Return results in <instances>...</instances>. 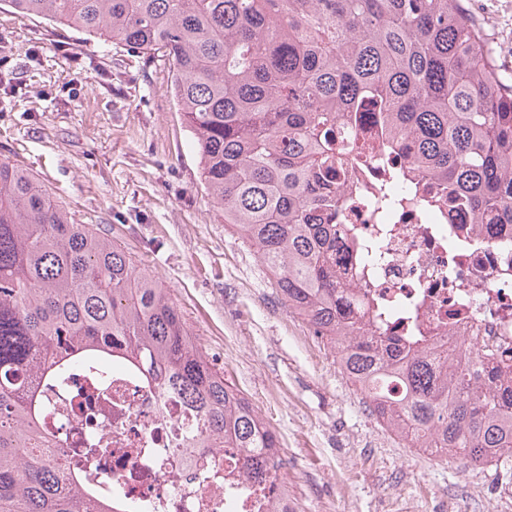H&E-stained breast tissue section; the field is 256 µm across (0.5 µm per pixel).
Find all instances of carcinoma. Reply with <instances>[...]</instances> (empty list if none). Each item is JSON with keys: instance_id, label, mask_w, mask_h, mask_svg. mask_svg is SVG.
<instances>
[{"instance_id": "obj_1", "label": "carcinoma", "mask_w": 512, "mask_h": 512, "mask_svg": "<svg viewBox=\"0 0 512 512\" xmlns=\"http://www.w3.org/2000/svg\"><path fill=\"white\" fill-rule=\"evenodd\" d=\"M167 67L214 205L326 340L378 423L474 465L512 457V380L478 352L407 344L336 266L337 130L370 112L392 151L473 224L512 225V88L461 0H3ZM121 361L288 497L277 435L208 361L170 289L23 167L0 161V512H105L43 431L40 383ZM29 464L22 469L17 457Z\"/></svg>"}]
</instances>
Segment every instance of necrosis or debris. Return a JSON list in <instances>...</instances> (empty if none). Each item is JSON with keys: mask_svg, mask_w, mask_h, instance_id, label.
Wrapping results in <instances>:
<instances>
[{"mask_svg": "<svg viewBox=\"0 0 512 512\" xmlns=\"http://www.w3.org/2000/svg\"><path fill=\"white\" fill-rule=\"evenodd\" d=\"M344 145L351 176L337 246L363 303L388 310L383 332L431 346L465 343L512 370V227L471 223L417 179L387 206L382 191L402 159L366 127ZM44 393L53 407L44 431L70 472L124 512H269L281 499L247 487L235 449L200 448L189 464L176 458L185 414L160 407L125 365H112L103 384L79 374Z\"/></svg>", "mask_w": 512, "mask_h": 512, "instance_id": "necrosis-or-debris-1", "label": "necrosis or debris"}]
</instances>
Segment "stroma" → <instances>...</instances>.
<instances>
[{
  "instance_id": "35a3bbf8",
  "label": "stroma",
  "mask_w": 512,
  "mask_h": 512,
  "mask_svg": "<svg viewBox=\"0 0 512 512\" xmlns=\"http://www.w3.org/2000/svg\"><path fill=\"white\" fill-rule=\"evenodd\" d=\"M512 86V0H464ZM159 62L0 9V159L170 288L209 361L276 432L295 512H512L506 466L463 468L385 430L201 180Z\"/></svg>"
}]
</instances>
